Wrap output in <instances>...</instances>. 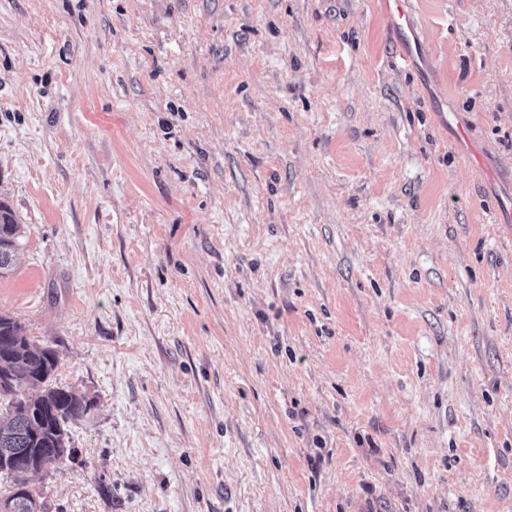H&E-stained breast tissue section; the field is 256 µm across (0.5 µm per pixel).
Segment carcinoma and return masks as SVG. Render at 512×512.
I'll list each match as a JSON object with an SVG mask.
<instances>
[{
    "label": "carcinoma",
    "mask_w": 512,
    "mask_h": 512,
    "mask_svg": "<svg viewBox=\"0 0 512 512\" xmlns=\"http://www.w3.org/2000/svg\"><path fill=\"white\" fill-rule=\"evenodd\" d=\"M19 224L0 202V275L11 267L18 250ZM56 361L32 341L14 318L0 315V378L13 389L0 393V459L30 448H66V425L87 415L89 403L71 390L51 384Z\"/></svg>",
    "instance_id": "1"
}]
</instances>
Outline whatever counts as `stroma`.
<instances>
[{
  "label": "stroma",
  "mask_w": 512,
  "mask_h": 512,
  "mask_svg": "<svg viewBox=\"0 0 512 512\" xmlns=\"http://www.w3.org/2000/svg\"><path fill=\"white\" fill-rule=\"evenodd\" d=\"M382 2L0 0L43 512H512V0Z\"/></svg>",
  "instance_id": "stroma-1"
}]
</instances>
